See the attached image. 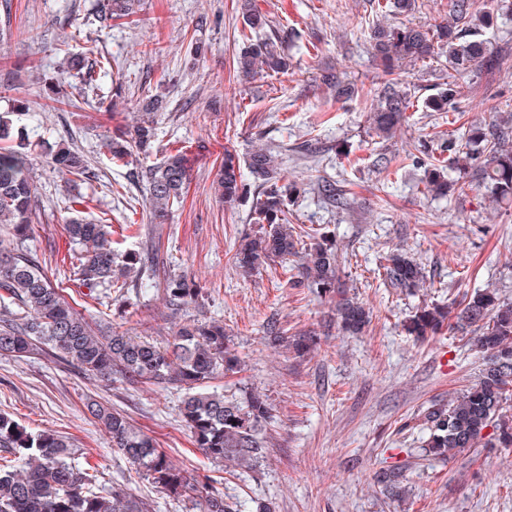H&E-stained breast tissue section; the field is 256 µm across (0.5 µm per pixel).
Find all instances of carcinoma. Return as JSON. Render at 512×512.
Instances as JSON below:
<instances>
[{"instance_id": "obj_1", "label": "carcinoma", "mask_w": 512, "mask_h": 512, "mask_svg": "<svg viewBox=\"0 0 512 512\" xmlns=\"http://www.w3.org/2000/svg\"><path fill=\"white\" fill-rule=\"evenodd\" d=\"M137 0H104L96 20L105 24L134 13ZM418 0H373L375 13L393 17L383 24L372 21L361 28L373 58L381 68L383 85L371 108L376 135L391 139L407 122L414 107L404 86L406 65L446 62V88L428 98L429 112H454L461 99L475 91L477 79L501 73L512 59V47L481 37L478 30L493 24L499 13L512 12V0H491L479 8L477 0H451L448 19L430 28L409 19ZM243 29L238 32L242 48L236 58L237 76L249 81L261 72H288V56L271 38L262 34L275 29L273 21L250 2L243 4ZM68 69L85 85H93L112 72V58L100 56L89 61L85 53L69 54ZM162 100L148 97L141 116L130 132L120 139H107L104 147L116 163H128L138 153L149 158L155 149L157 112ZM23 105L0 113V224L9 226L13 236L24 243L37 207L38 196L32 178L30 136L20 124ZM509 121L500 119L487 129L466 130L448 139L440 152L413 161L423 168L426 192L435 197L459 198L477 189L489 202L512 206V134ZM45 146L49 164L65 175L83 178L89 174L83 156L59 143ZM242 176L236 154L224 152L218 191L224 205L238 206L248 200L250 220L259 225L254 234L239 240L233 256L236 274L249 279L265 266H288L299 258L297 271L308 287L334 294L336 319L342 329L360 333L369 315L359 303L345 296L338 282L339 255L333 238L317 229L296 230L288 219V201L297 184L284 182L281 161L272 147L254 148ZM143 192L152 218L162 221L175 205L183 202L187 169L179 154L140 168ZM312 191L335 204L347 201L343 186L319 180ZM66 231L78 245L79 280L90 292L123 302L112 296V288L126 273L151 268L158 255L147 259L140 252L121 255L117 264L112 250V225L99 219L88 221L73 210ZM380 276L392 288L414 294L423 287L422 267L400 249L388 252L380 263ZM165 302L173 310L191 304L196 290L182 275L168 274L163 281ZM0 304L6 317L0 319V356L22 357L41 348L55 358L75 364L89 375L108 381L112 376L145 384H167L184 390L179 416L196 447L213 461L246 470L262 458L266 441L263 423L271 408L263 395L245 391L226 396L207 388L216 375L232 372L242 365L231 336L224 325L187 322L165 345L158 346L114 329L95 331L53 283L36 254L24 247L9 253L0 251ZM458 322L473 329L477 345L489 353L483 378L443 404L431 403L425 413L429 426L420 450L446 461L472 448L512 447V415L506 404L512 401V301L496 289L478 291L460 303ZM454 304L439 307L423 303L406 325L418 340L436 334L449 319ZM87 408L110 434L112 448L120 452L136 472L142 473L166 496L192 504L199 512H237L224 495L209 490V484L194 472L175 465L157 447L152 437L137 429L122 413L97 401ZM83 455L69 437L51 432L34 433L16 420L0 413V512H149L144 503L122 489L108 492L99 487L98 476L79 465ZM383 491L403 498L406 485L396 475L384 481Z\"/></svg>"}]
</instances>
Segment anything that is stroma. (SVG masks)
Here are the masks:
<instances>
[{"label":"stroma","mask_w":512,"mask_h":512,"mask_svg":"<svg viewBox=\"0 0 512 512\" xmlns=\"http://www.w3.org/2000/svg\"><path fill=\"white\" fill-rule=\"evenodd\" d=\"M102 2L10 0V8L0 7V113L24 104L22 122L36 144L41 209L26 246L45 259L70 303L91 322L100 320L102 307L68 259L73 247L64 221L71 198L83 197L85 217L110 218L116 252L157 246L166 272L199 288L197 303L174 311L161 286L145 287L129 294L124 315H112V324L162 345L187 320L223 321L244 365L211 385L228 395L245 387L268 399L267 448L245 473L211 462L179 418L180 392L100 381L39 350L23 358L0 356V413L30 431L71 437L85 451L81 466L97 471L102 488L125 486L152 512L189 510L111 450L105 429L86 411L87 397L123 412L175 465L207 476L243 512L262 504L273 512H512V448L464 451L445 462L419 452L422 411L473 384L485 354L469 344L465 329L423 343L403 329L421 300L442 304L487 286L512 300V207L482 204L475 190L460 205L432 198L412 164L422 149L491 122L486 105L512 113V71L481 85L450 116L423 107L441 90L444 71L412 67L414 107L405 126L385 141L369 121L382 82L360 36L369 0H254L289 32L282 43L289 69L247 85L238 84L233 72L243 24L238 0H141L135 14L106 27L95 19ZM89 49L112 57L111 77L92 90L66 73L68 54ZM329 71L353 84L357 97L336 100L322 83ZM50 77L62 80L68 104L49 100ZM154 95L167 103L158 152L182 153L189 173L182 207L163 224L150 220L133 182L135 165L112 163L102 148L104 139L136 122L139 101ZM43 139L71 141L87 161L88 178L70 183L53 170L39 146ZM306 141L323 150L320 162L298 153ZM266 144L278 147L286 178L310 183L325 176L348 192L344 210L313 193L288 208L294 225L335 233L340 285L370 312L361 335L339 330L334 297L281 270L247 280L234 271L237 243L255 227L248 207L218 202L213 182L225 149L242 157ZM119 184L126 193H111ZM397 247L425 269L417 296L377 276L381 257ZM272 315L288 338L314 335L318 347L302 355L271 347L263 327ZM392 465L402 466L409 487L399 501L373 486L375 473Z\"/></svg>","instance_id":"stroma-1"}]
</instances>
